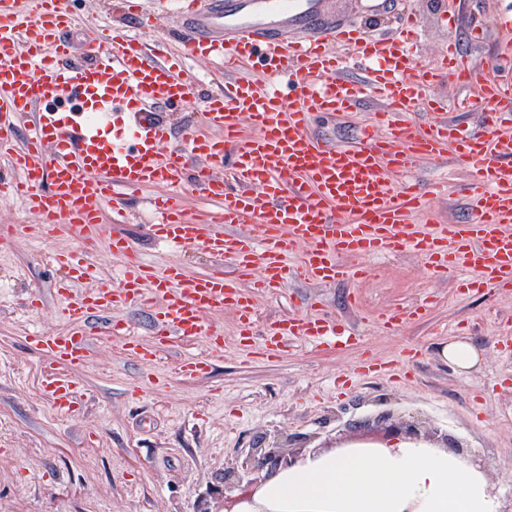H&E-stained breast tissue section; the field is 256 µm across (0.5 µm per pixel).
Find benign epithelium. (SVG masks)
<instances>
[{
  "instance_id": "benign-epithelium-1",
  "label": "benign epithelium",
  "mask_w": 512,
  "mask_h": 512,
  "mask_svg": "<svg viewBox=\"0 0 512 512\" xmlns=\"http://www.w3.org/2000/svg\"><path fill=\"white\" fill-rule=\"evenodd\" d=\"M311 440L309 436L289 434L273 442L261 437L249 442L246 448L234 450V466L224 469L222 483L214 486L213 493L224 497V512H243L245 504H255V497L267 478L303 459L302 448ZM401 441L408 444H430L446 448L456 456L467 449L455 436L426 428L420 419H409L392 410L349 424V435L340 439L341 449L359 442L378 443Z\"/></svg>"
}]
</instances>
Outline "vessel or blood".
<instances>
[{"label":"vessel or blood","instance_id":"obj_1","mask_svg":"<svg viewBox=\"0 0 512 512\" xmlns=\"http://www.w3.org/2000/svg\"><path fill=\"white\" fill-rule=\"evenodd\" d=\"M178 3L186 34L178 53L148 47L111 23L79 56L65 36L73 22L63 0H0V157L21 174L0 178V195L23 196L47 237L96 226L115 190L162 186L151 236L202 246L214 260L198 276L179 266L151 268L134 241L115 236L112 252L126 260L120 285L96 288L97 269L84 252L57 253L69 280L60 289L68 329L35 331L28 341L50 359L42 392L58 411L79 405L71 370L88 363L86 329L110 309L155 307L151 344L124 323L105 325L145 361L177 337H211L204 314L223 308L238 315L239 344L275 356L291 340L336 350L356 338L324 316L282 318L256 334L242 279L255 277L261 289L291 277L359 282L370 273L368 260L409 252L469 290L512 292V89L495 77L512 62L511 47L489 62L450 45L428 67L411 50L419 29L413 14L401 37L375 41L365 27L329 16L325 0ZM340 40L357 45L354 58L336 56ZM187 57L216 63L229 78L205 105L204 129L176 143L162 115L195 95L198 74L184 65ZM440 83L476 88L484 106L477 127H459L447 101L429 96ZM369 99L383 108L352 141L338 145L312 133L316 115L354 113ZM419 108L429 120L409 124ZM448 155L469 176L467 219L442 224L429 205L431 189L394 175ZM187 183L215 209L189 216L181 199ZM80 281L86 288L74 293ZM425 310L386 309L376 321L391 330Z\"/></svg>","mask_w":512,"mask_h":512}]
</instances>
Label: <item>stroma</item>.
I'll use <instances>...</instances> for the list:
<instances>
[{"label":"stroma","mask_w":512,"mask_h":512,"mask_svg":"<svg viewBox=\"0 0 512 512\" xmlns=\"http://www.w3.org/2000/svg\"><path fill=\"white\" fill-rule=\"evenodd\" d=\"M421 18L419 62L433 63L448 37L464 55L491 59L504 47L494 18L512 11V0H471L467 16L445 28L429 0H403ZM116 0H65L77 22L72 36L83 51V36L118 19ZM420 178L440 185L433 205L441 221L465 214L458 195L468 182L453 158L422 161ZM156 189L115 197L131 214L114 224L102 214L86 250L99 277L118 283L124 265L108 241L120 233L139 243L145 264L177 263L192 275L213 262L202 247L173 249L146 234L149 201ZM66 234L0 240V267L19 271V281L0 286V512H224L211 496L235 448L257 436L310 434L334 443L351 420L394 409L417 413L429 426L446 431L471 448V469L482 472L493 495H512V352L496 342L512 328V294L491 289L462 291L457 280L430 270L422 256L395 253L379 257L362 283L311 285L289 280L277 289L241 286L255 304V330L288 316L312 314L313 299L347 325L356 345L339 352L289 342L267 361L247 354L236 342L237 315L217 309L206 316L211 331L224 338L213 355L204 337L175 339L144 364L123 349L124 339L90 331L91 361L76 371L83 397L76 411L58 414L40 391L48 363L26 340L32 329L66 331L58 309L61 273L55 252L78 248ZM359 309L349 306L350 294ZM430 309L421 320L387 332L374 322L386 308ZM469 337L481 352L479 367L464 374L441 350L452 337ZM190 356L208 360L198 377L181 374ZM389 366L388 376H357L361 359Z\"/></svg>","instance_id":"35a3bbf8"}]
</instances>
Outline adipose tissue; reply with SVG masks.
I'll return each instance as SVG.
<instances>
[{"label": "adipose tissue", "mask_w": 512, "mask_h": 512, "mask_svg": "<svg viewBox=\"0 0 512 512\" xmlns=\"http://www.w3.org/2000/svg\"><path fill=\"white\" fill-rule=\"evenodd\" d=\"M483 477L446 450L392 443L309 455L269 477L246 512H498Z\"/></svg>", "instance_id": "adipose-tissue-1"}]
</instances>
